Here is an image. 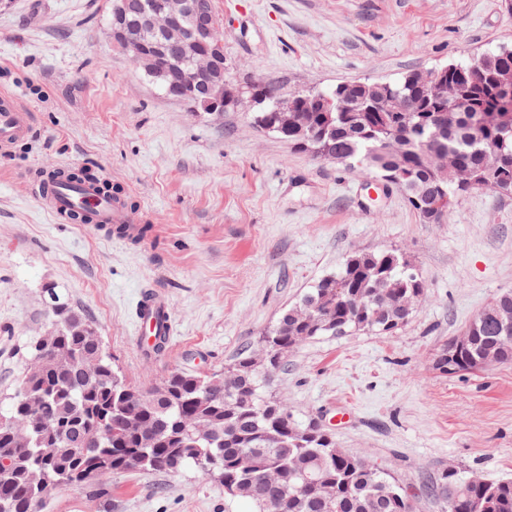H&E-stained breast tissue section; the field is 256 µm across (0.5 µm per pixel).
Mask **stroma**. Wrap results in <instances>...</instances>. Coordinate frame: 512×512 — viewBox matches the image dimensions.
<instances>
[{
  "label": "stroma",
  "mask_w": 512,
  "mask_h": 512,
  "mask_svg": "<svg viewBox=\"0 0 512 512\" xmlns=\"http://www.w3.org/2000/svg\"><path fill=\"white\" fill-rule=\"evenodd\" d=\"M224 67L281 96L386 82L512 47V0H214ZM0 90L35 134L0 155V407L54 286L93 318L112 361L149 390L175 370L208 374L257 349L281 312L355 252L394 250L425 282L390 334L310 338L267 378L295 419L325 429L442 512L423 486L453 466L512 481V366L445 375L435 361L493 295L512 289V194L473 190L441 224L364 170L318 159L239 110L203 116L165 96L112 43L109 0H12L0 8ZM61 167L102 175L135 201L140 244L60 224L31 186ZM175 332L144 356L143 290ZM44 512H253L190 469L125 471L52 492Z\"/></svg>",
  "instance_id": "1"
}]
</instances>
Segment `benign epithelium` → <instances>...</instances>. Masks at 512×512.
Instances as JSON below:
<instances>
[{
    "instance_id": "obj_1",
    "label": "benign epithelium",
    "mask_w": 512,
    "mask_h": 512,
    "mask_svg": "<svg viewBox=\"0 0 512 512\" xmlns=\"http://www.w3.org/2000/svg\"><path fill=\"white\" fill-rule=\"evenodd\" d=\"M133 13L141 17L140 29L156 40L131 34ZM112 41L145 71L157 68L158 54L169 50L193 58V76H184L176 66L168 72V91L194 111L222 112L244 101L243 91L224 76V34L205 0H113Z\"/></svg>"
}]
</instances>
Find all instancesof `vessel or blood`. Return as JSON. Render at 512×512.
I'll return each instance as SVG.
<instances>
[{"label": "vessel or blood", "mask_w": 512, "mask_h": 512, "mask_svg": "<svg viewBox=\"0 0 512 512\" xmlns=\"http://www.w3.org/2000/svg\"><path fill=\"white\" fill-rule=\"evenodd\" d=\"M33 132V115L12 94L0 92V154L10 153L19 142ZM102 179L92 178L71 182L61 178L34 185L33 193L40 205L57 222L68 224L73 214L84 216L88 226L104 236L123 243H135L139 235L130 226L128 208L123 201L105 196ZM137 318L146 333L152 336H172L174 324L169 308L155 291H146L136 310Z\"/></svg>", "instance_id": "1"}]
</instances>
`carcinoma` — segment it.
<instances>
[{
    "mask_svg": "<svg viewBox=\"0 0 512 512\" xmlns=\"http://www.w3.org/2000/svg\"><path fill=\"white\" fill-rule=\"evenodd\" d=\"M444 95L411 73L385 84H338L348 106L371 112H320L315 94H303L288 142L323 158L359 159L403 190L425 224H440L459 198L474 189L512 192V111L498 82L512 84V49L499 48L439 73ZM254 120L272 133L273 86L262 85ZM448 153L435 170L425 158ZM425 284L394 251L352 253L342 269L320 279L280 314L259 344L279 366L290 349L323 334L354 330L388 334L408 322ZM50 324L34 337L20 390L0 411V512H37L35 505L67 484L90 483L92 471L159 472L191 468L224 482L259 489L243 495L258 512H415L406 486L374 462L336 447L319 427L300 425L288 405L265 393L266 367L250 356L208 375L174 371L162 386H131L96 345V326L82 309L58 297ZM469 341L442 349L444 374L481 369L489 354L512 365V290L496 294L463 331ZM80 439L65 452L62 441ZM464 488L455 512H512V482H473L442 470L428 494L445 503L450 488Z\"/></svg>",
    "mask_w": 512,
    "mask_h": 512,
    "instance_id": "obj_1",
    "label": "carcinoma"
}]
</instances>
